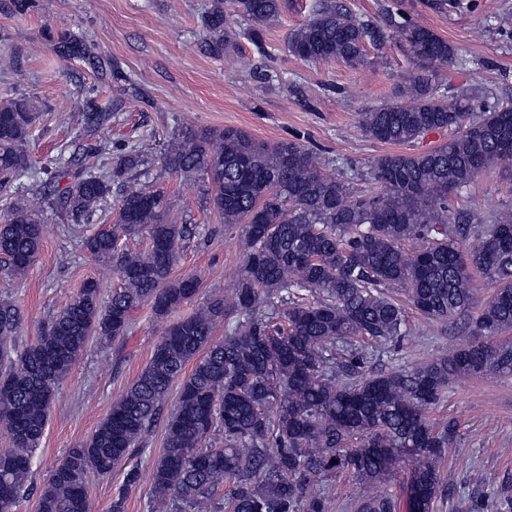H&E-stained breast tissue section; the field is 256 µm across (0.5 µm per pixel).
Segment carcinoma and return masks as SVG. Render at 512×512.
<instances>
[{
    "instance_id": "1",
    "label": "carcinoma",
    "mask_w": 512,
    "mask_h": 512,
    "mask_svg": "<svg viewBox=\"0 0 512 512\" xmlns=\"http://www.w3.org/2000/svg\"><path fill=\"white\" fill-rule=\"evenodd\" d=\"M286 6L210 0L201 47L224 55L236 37L234 14L249 22L248 39L264 55L260 27ZM379 36L376 22L342 0H317L287 47L307 62L355 67ZM392 36L413 67L396 99L360 113V128L397 145L432 132L449 138L425 152L379 157L359 192L325 173L296 140L268 144L237 128H185L164 146L166 170L203 175L209 210L245 225L232 299H212L173 323L134 384L38 491L33 454L56 390L90 337L124 336L134 310L148 305L163 318L199 288L193 275L174 276L192 228L169 219L165 192L141 180L142 148L124 147L98 172L95 160L112 153L105 142L80 143L60 159L42 183L47 204L77 225L98 224L83 245L120 286L104 301L98 283L86 282L22 350L15 342L22 310L0 300V429L13 445L0 451V512H15L36 491L37 512H91L88 474L112 475L160 419L154 512H325L332 478L347 474L374 487L403 466L407 504L432 512L448 492L437 463L456 428L437 426L430 412L461 378L512 375V209L486 216L457 205L490 166L512 180V102L478 110L466 91L439 93L436 66L457 63L456 48L408 19L392 24ZM50 41L64 60L93 58L83 33L64 30ZM97 93L93 86L74 98L89 135L121 109L99 104ZM38 119L28 96L0 104V190L32 177L28 144ZM115 183L114 214L107 202ZM135 238L146 248L123 245ZM42 240L41 217L26 200L0 206L1 271L25 273ZM475 272L495 293L473 315ZM400 294L430 322L464 320L468 340L430 362L369 373V354L409 334ZM220 322L224 340L215 341ZM175 383L178 397L165 413ZM350 509L396 512L397 502L366 493Z\"/></svg>"
}]
</instances>
